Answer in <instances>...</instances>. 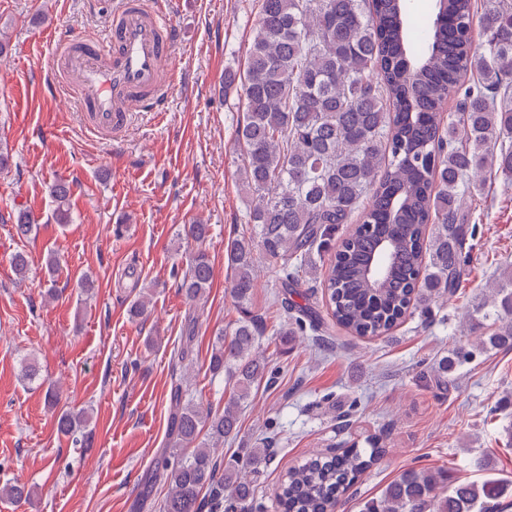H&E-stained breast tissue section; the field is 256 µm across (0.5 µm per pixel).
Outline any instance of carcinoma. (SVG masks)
Listing matches in <instances>:
<instances>
[{
	"instance_id": "obj_1",
	"label": "carcinoma",
	"mask_w": 512,
	"mask_h": 512,
	"mask_svg": "<svg viewBox=\"0 0 512 512\" xmlns=\"http://www.w3.org/2000/svg\"><path fill=\"white\" fill-rule=\"evenodd\" d=\"M472 0H441L426 29L423 52L403 0H261L239 87L245 117L237 127L240 172L249 197L250 235L226 245L233 271L230 294L240 313L231 332L214 333L209 369L232 384L223 408L197 403L182 379L169 395L170 451L152 477L167 486L159 512H202L205 501L224 512H251L254 489L242 474L267 460L268 449L244 448L224 460L218 445L238 433L239 408L269 373L259 351L266 327L252 309L257 287L255 248L281 262L288 289L299 281L313 249H328L339 225L360 212L326 270L327 314L360 337H379L407 316L430 314L431 302L455 296L469 255L462 210L470 184L487 167L512 174V101L497 94L512 75V4L484 13L489 55L475 53L469 24ZM455 98V110H447ZM58 223L69 222V189H49ZM30 237L37 219L12 216ZM213 276L206 250L191 256L179 288L191 302L205 298ZM486 316L492 334L443 358L438 381L488 347L512 348V272L503 271ZM300 330L325 324L300 306ZM196 321L189 318L173 359L192 353ZM45 401L58 409L56 425L73 440L91 435L87 415L59 407L50 387ZM384 454L373 444L331 457L314 455L292 467L276 494L280 512H326ZM508 491L498 478L452 482L448 473L409 468L364 502L361 512H490ZM21 499L27 486L8 480L0 496Z\"/></svg>"
}]
</instances>
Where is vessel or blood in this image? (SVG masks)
I'll use <instances>...</instances> for the list:
<instances>
[{
	"instance_id": "obj_1",
	"label": "vessel or blood",
	"mask_w": 512,
	"mask_h": 512,
	"mask_svg": "<svg viewBox=\"0 0 512 512\" xmlns=\"http://www.w3.org/2000/svg\"><path fill=\"white\" fill-rule=\"evenodd\" d=\"M174 43L169 0H116L102 39H59L50 86L76 100L90 132L118 139L134 113L164 111L177 69Z\"/></svg>"
}]
</instances>
